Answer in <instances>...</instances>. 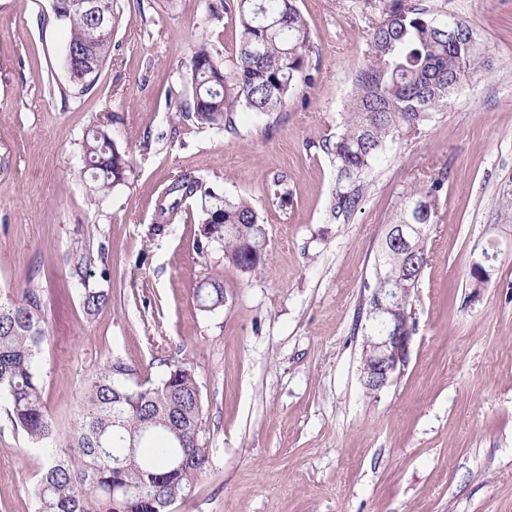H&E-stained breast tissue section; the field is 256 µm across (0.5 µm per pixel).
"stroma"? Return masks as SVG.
Listing matches in <instances>:
<instances>
[{"label": "stroma", "mask_w": 512, "mask_h": 512, "mask_svg": "<svg viewBox=\"0 0 512 512\" xmlns=\"http://www.w3.org/2000/svg\"><path fill=\"white\" fill-rule=\"evenodd\" d=\"M210 2L123 0L112 53L83 90L52 0H0V292L41 293L52 418L68 429L108 360L155 382L173 355L199 375L211 455L174 512H512V0H428L479 34L491 68L420 137L389 145L345 221L328 215L336 166L315 143L340 129L384 0H298L312 85L272 117L237 113L230 133L169 118L192 45L228 63L237 49V23L211 19ZM103 119L131 160L104 197L88 189L82 150ZM441 171L409 362L373 397L360 382L364 285L407 192ZM184 173L250 202L268 240L260 273L197 250L198 197L156 231ZM85 241L106 247L90 287L112 291L92 318L68 264ZM485 250L494 268L476 291ZM212 276L226 303L204 313L194 292ZM43 464L0 407V512H35Z\"/></svg>", "instance_id": "obj_1"}]
</instances>
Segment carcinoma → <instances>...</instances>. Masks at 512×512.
I'll list each match as a JSON object with an SVG mask.
<instances>
[{"label":"carcinoma","instance_id":"carcinoma-1","mask_svg":"<svg viewBox=\"0 0 512 512\" xmlns=\"http://www.w3.org/2000/svg\"><path fill=\"white\" fill-rule=\"evenodd\" d=\"M56 18L70 29L68 45L79 48L91 21L79 0H58ZM297 0H220L211 17L234 16L239 46L230 69L203 42L184 63L190 100L175 111L201 126L234 129V115L281 112L302 87L312 84V45ZM365 66L352 78L343 125L318 148L336 164L338 185L329 214L349 217L360 205L364 175L387 145L417 137L464 81L488 65L478 34L460 20L440 18L424 0H387L383 20L368 35ZM91 193L105 195L131 170L128 155L98 125L83 139ZM445 192V176L409 192L389 225L375 259V277L365 288H415L429 262L428 229ZM200 195L199 248L217 244L241 275L261 271L265 258L248 253L263 244L264 225L243 198L220 197L182 174L166 196ZM399 224L423 234L409 243L390 240ZM95 257L85 245L71 254V275L80 285L83 310L92 318L112 301V291L88 287ZM224 281L209 278L195 289L200 311L224 307ZM39 290L0 296V400L12 425L43 449L46 465L31 489L36 512H168L172 501L190 495L211 457L203 444V407L198 374L184 360H166L153 383L140 370L114 358L85 379L83 407L60 434L43 397L41 353L46 340Z\"/></svg>","mask_w":512,"mask_h":512}]
</instances>
